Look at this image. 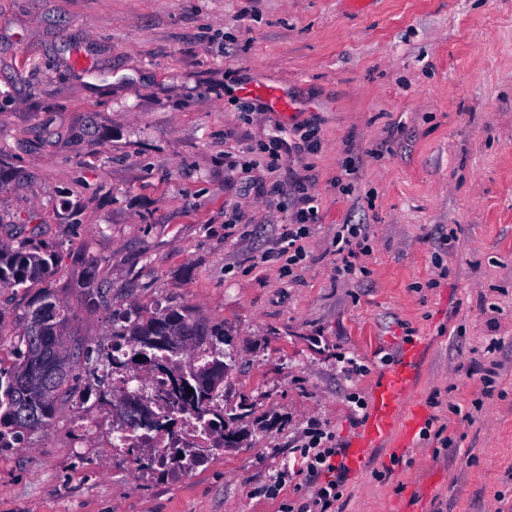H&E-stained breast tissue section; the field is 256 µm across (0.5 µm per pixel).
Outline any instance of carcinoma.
Instances as JSON below:
<instances>
[{"label":"carcinoma","instance_id":"cac0c4a2","mask_svg":"<svg viewBox=\"0 0 512 512\" xmlns=\"http://www.w3.org/2000/svg\"><path fill=\"white\" fill-rule=\"evenodd\" d=\"M60 262L58 253L20 238L0 245V289L28 288L42 282ZM69 309L46 291L38 305L28 309L19 325L20 348L16 361L0 366V450L14 447L32 431L50 426L59 410V401L71 390L66 388L72 368L82 355L92 350L76 344L69 347L63 334L70 320ZM224 326L211 325L184 305L171 301L148 311L132 307L112 316V342L131 347L133 356L144 363L157 361L158 353L179 357L183 350L170 347L176 342L209 344L211 366L182 379L175 403L181 408L204 413L215 391L235 366V354L226 345ZM192 391H187V388ZM248 431L236 425V418L224 414V449L242 447Z\"/></svg>","mask_w":512,"mask_h":512}]
</instances>
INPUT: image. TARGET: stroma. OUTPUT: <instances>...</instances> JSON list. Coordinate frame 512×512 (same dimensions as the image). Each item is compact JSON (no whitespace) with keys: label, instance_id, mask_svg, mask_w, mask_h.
Here are the masks:
<instances>
[{"label":"stroma","instance_id":"1","mask_svg":"<svg viewBox=\"0 0 512 512\" xmlns=\"http://www.w3.org/2000/svg\"><path fill=\"white\" fill-rule=\"evenodd\" d=\"M255 82L293 110L244 94ZM279 128L281 173L319 216L291 273L263 259L298 207L262 194L256 143ZM341 224L369 233L352 275ZM14 234L62 260L0 293V334L51 291L94 350L79 391L113 314L174 298L223 325L224 399L250 437L188 481L145 479L78 447L69 399L0 452V512H298L299 482L259 488L311 421L349 451L412 347L413 443L372 448L336 512L512 505V0H0V242ZM242 89L246 94H263L267 104L273 109L280 110L282 112H288V110L294 108L292 103L288 100V96L281 92L280 88L267 85L251 84L250 86L244 87Z\"/></svg>","mask_w":512,"mask_h":512}]
</instances>
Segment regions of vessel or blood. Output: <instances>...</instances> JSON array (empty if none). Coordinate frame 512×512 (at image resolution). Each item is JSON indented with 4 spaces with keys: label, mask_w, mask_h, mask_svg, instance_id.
Segmentation results:
<instances>
[{
    "label": "vessel or blood",
    "mask_w": 512,
    "mask_h": 512,
    "mask_svg": "<svg viewBox=\"0 0 512 512\" xmlns=\"http://www.w3.org/2000/svg\"><path fill=\"white\" fill-rule=\"evenodd\" d=\"M250 92L263 94L267 104L276 110L288 111L292 104L280 88L253 84ZM414 355H406L401 364L384 376L380 381L374 397V407L358 444L349 455V464L360 468L365 461L367 448L372 447L381 439L393 436L397 439V453H405L410 446L415 417L401 418L403 400L407 386L412 377Z\"/></svg>",
    "instance_id": "b4317fda"
}]
</instances>
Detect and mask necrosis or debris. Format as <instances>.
Instances as JSON below:
<instances>
[{
	"instance_id": "necrosis-or-debris-1",
	"label": "necrosis or debris",
	"mask_w": 512,
	"mask_h": 512,
	"mask_svg": "<svg viewBox=\"0 0 512 512\" xmlns=\"http://www.w3.org/2000/svg\"><path fill=\"white\" fill-rule=\"evenodd\" d=\"M125 347L113 349L105 384H91L73 417L85 437L94 439L115 458L137 451L150 459L176 467L181 478L194 471L190 456L197 448H214L223 443L222 425H210L208 416L193 411L170 409L158 391L165 382L188 377L212 362L209 346L194 343L182 357L161 359L150 366L128 363ZM181 457H173V448Z\"/></svg>"
}]
</instances>
